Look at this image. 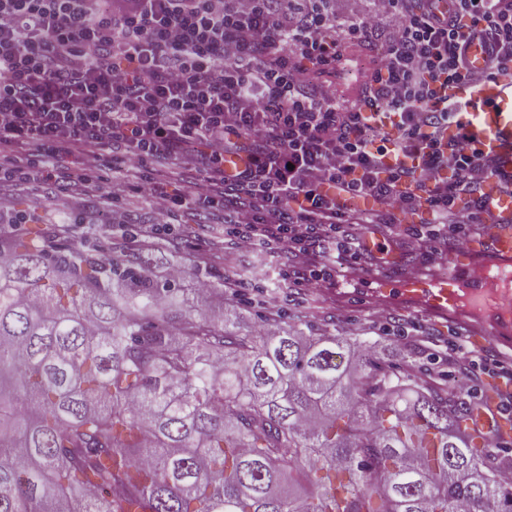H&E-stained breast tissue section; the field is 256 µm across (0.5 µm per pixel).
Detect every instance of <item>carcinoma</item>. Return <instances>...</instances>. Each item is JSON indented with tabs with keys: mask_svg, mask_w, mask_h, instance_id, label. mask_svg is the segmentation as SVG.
<instances>
[{
	"mask_svg": "<svg viewBox=\"0 0 512 512\" xmlns=\"http://www.w3.org/2000/svg\"><path fill=\"white\" fill-rule=\"evenodd\" d=\"M128 237L0 240V512H512V458L417 353L243 333Z\"/></svg>",
	"mask_w": 512,
	"mask_h": 512,
	"instance_id": "cac0c4a2",
	"label": "carcinoma"
}]
</instances>
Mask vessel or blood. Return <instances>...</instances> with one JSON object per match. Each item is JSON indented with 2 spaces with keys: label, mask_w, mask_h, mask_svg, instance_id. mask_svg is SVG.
<instances>
[{
  "label": "vessel or blood",
  "mask_w": 512,
  "mask_h": 512,
  "mask_svg": "<svg viewBox=\"0 0 512 512\" xmlns=\"http://www.w3.org/2000/svg\"><path fill=\"white\" fill-rule=\"evenodd\" d=\"M473 69L483 72L485 80L479 87L467 85L456 89L466 109L457 116L458 124L480 150L497 156L504 171L512 172V79L488 75L489 61L480 45L468 52ZM490 259L474 263L459 257L443 258L442 273L427 279H411L398 288H378L374 294L394 300L421 303L428 311L444 316L458 303L457 285L462 270H469L472 298L479 306L491 308L490 317L479 323L487 339L497 344L512 345V310H505L504 301H512V226L494 225L489 232Z\"/></svg>",
  "instance_id": "b4317fda"
}]
</instances>
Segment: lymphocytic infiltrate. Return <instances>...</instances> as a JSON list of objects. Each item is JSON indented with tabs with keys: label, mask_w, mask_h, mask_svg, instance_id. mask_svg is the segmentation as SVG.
Returning a JSON list of instances; mask_svg holds the SVG:
<instances>
[{
	"label": "lymphocytic infiltrate",
	"mask_w": 512,
	"mask_h": 512,
	"mask_svg": "<svg viewBox=\"0 0 512 512\" xmlns=\"http://www.w3.org/2000/svg\"><path fill=\"white\" fill-rule=\"evenodd\" d=\"M0 0V182L143 193L158 218L221 215L240 249L288 252L277 281L334 293L364 228L434 248L492 224L512 174L452 132L481 43L512 77V0ZM378 46L352 98L320 90L342 48ZM234 158L225 168V158ZM417 216L404 224V215Z\"/></svg>",
	"instance_id": "lymphocytic-infiltrate-1"
}]
</instances>
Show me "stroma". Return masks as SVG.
<instances>
[{
  "mask_svg": "<svg viewBox=\"0 0 512 512\" xmlns=\"http://www.w3.org/2000/svg\"><path fill=\"white\" fill-rule=\"evenodd\" d=\"M371 54L365 43L346 48L335 75L321 77V85L330 92L353 96ZM0 195L9 200V215L22 211L35 215V222L27 226L29 232L47 234L66 224L71 239L90 230L100 244L115 241L114 230L100 218L98 188L64 192L47 184L5 182L0 184ZM365 236L387 247L383 259L373 263L372 273L396 282L407 277L413 268L422 278L440 270L438 258L417 249L408 237L386 241L383 225H370ZM145 246L160 249L164 263L180 265L188 278L227 281L224 299L235 304L239 327L245 332L273 317L307 332L326 330L339 336L369 339L374 359L396 365L413 350L419 354L415 374L420 381L447 382L449 356L445 345L458 336L468 340L476 354L505 363L512 361V355L477 340L473 321L462 313L442 317L422 310L411 312L406 303L394 302L388 304L389 316L382 320L376 314V301L360 303L350 297H325L313 289L296 288L289 289L287 301L281 302L278 309H265L255 302L254 293L256 287L272 285L275 261L263 253L239 249L225 240L223 225L211 223L204 216L179 214L169 218Z\"/></svg>",
  "mask_w": 512,
  "mask_h": 512,
  "instance_id": "obj_1",
  "label": "stroma"
}]
</instances>
